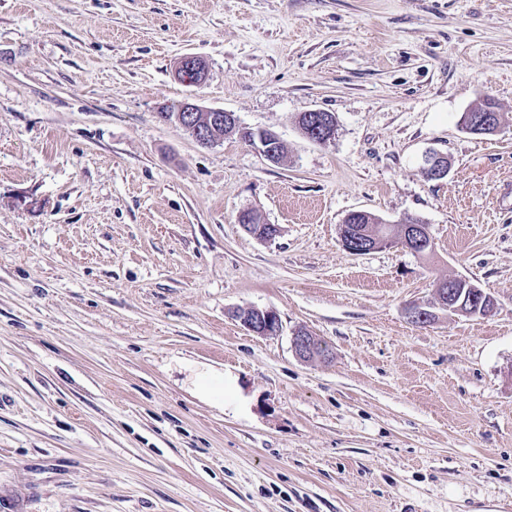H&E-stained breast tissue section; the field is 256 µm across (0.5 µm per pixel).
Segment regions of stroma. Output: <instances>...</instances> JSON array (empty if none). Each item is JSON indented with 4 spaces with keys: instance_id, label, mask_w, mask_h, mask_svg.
Returning a JSON list of instances; mask_svg holds the SVG:
<instances>
[{
    "instance_id": "1",
    "label": "stroma",
    "mask_w": 512,
    "mask_h": 512,
    "mask_svg": "<svg viewBox=\"0 0 512 512\" xmlns=\"http://www.w3.org/2000/svg\"><path fill=\"white\" fill-rule=\"evenodd\" d=\"M189 97L284 158L159 119ZM355 210L432 253L348 252ZM448 278L494 310L411 322ZM0 512H512V0H0ZM206 75V62L202 58L194 55L183 56L175 69L176 79L190 85L204 82ZM407 224L405 226V230L398 232L397 241L398 245H401L410 251L420 254V251L424 248V235H423V226L419 224H423V222L417 218L407 217L405 220ZM248 330L269 336L280 332L281 323L277 314L271 310L249 308L238 312L236 317ZM292 348L296 356L300 359H310L317 355V341L315 336H312L306 330H298L292 337ZM318 354H323L324 360L330 359V352L327 346L319 348Z\"/></svg>"
}]
</instances>
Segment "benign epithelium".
I'll use <instances>...</instances> for the list:
<instances>
[{"label":"benign epithelium","instance_id":"obj_1","mask_svg":"<svg viewBox=\"0 0 512 512\" xmlns=\"http://www.w3.org/2000/svg\"><path fill=\"white\" fill-rule=\"evenodd\" d=\"M207 75L206 62L194 55H186L180 59L175 69V77L178 81L195 85L204 82ZM168 119H174L182 127L187 129L192 137L201 145H214L223 138L216 136L215 129L225 124L240 130V134L249 133L251 138L248 143L256 148L271 162L277 160L275 146L281 143L276 133L263 128H249L241 124L240 120L230 111L220 108L207 107L199 104L194 99H186L175 112L165 114ZM321 124L306 137L316 143L329 142L335 135V116L332 113L320 114ZM239 221L244 223V228L259 239H270L276 236V226L267 225V229H254V225L261 223L260 218L253 212H243L239 215ZM392 240V236L378 238L373 241L359 240L351 237L350 232H344L343 246L352 253L362 254L374 248L380 247ZM398 244L418 254L424 248L423 226L408 224L405 230L398 232ZM238 320L250 331L269 336L280 332L281 323L277 314L271 310L249 308L238 312ZM292 348L300 359H310L317 356V341L312 334L305 330H298L292 337Z\"/></svg>","mask_w":512,"mask_h":512}]
</instances>
